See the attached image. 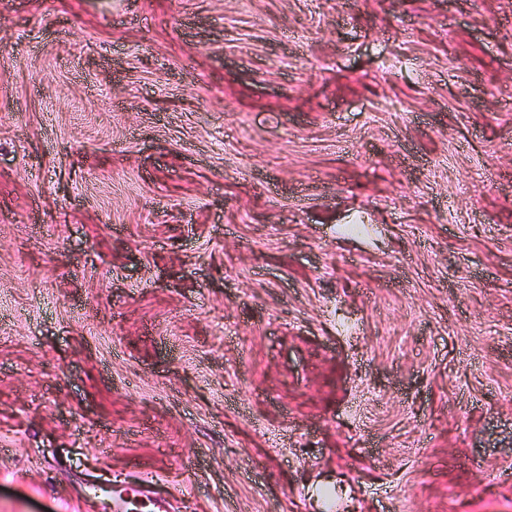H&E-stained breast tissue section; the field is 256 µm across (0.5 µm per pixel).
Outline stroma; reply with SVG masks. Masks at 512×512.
Wrapping results in <instances>:
<instances>
[{
    "instance_id": "obj_1",
    "label": "stroma",
    "mask_w": 512,
    "mask_h": 512,
    "mask_svg": "<svg viewBox=\"0 0 512 512\" xmlns=\"http://www.w3.org/2000/svg\"><path fill=\"white\" fill-rule=\"evenodd\" d=\"M508 469L512 0H0V512Z\"/></svg>"
}]
</instances>
